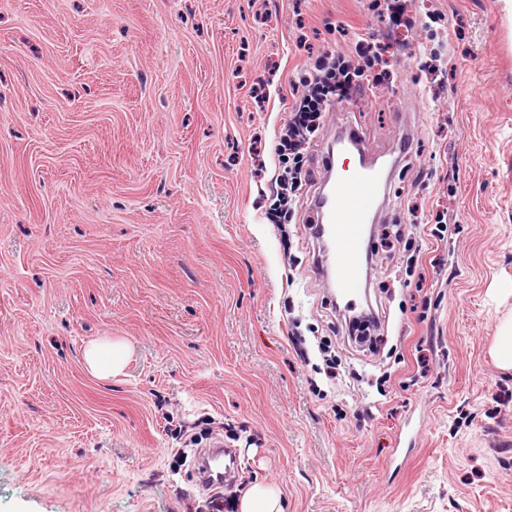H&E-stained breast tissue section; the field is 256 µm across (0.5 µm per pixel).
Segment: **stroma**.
I'll return each mask as SVG.
<instances>
[{"label": "stroma", "instance_id": "1", "mask_svg": "<svg viewBox=\"0 0 512 512\" xmlns=\"http://www.w3.org/2000/svg\"><path fill=\"white\" fill-rule=\"evenodd\" d=\"M367 6L0 0V512H188L209 492L187 452L215 437L287 512H512V405L495 399L512 369L492 353L512 318L504 0H419L435 32L400 31L392 86L330 106L304 149L314 182L268 218L298 38L375 28ZM434 37L447 86L430 95ZM341 129L398 158L372 237L375 347L315 271L311 199ZM448 210L420 286L381 239ZM105 336L132 346L108 381L84 364Z\"/></svg>", "mask_w": 512, "mask_h": 512}]
</instances>
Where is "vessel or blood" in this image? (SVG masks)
Listing matches in <instances>:
<instances>
[{
    "label": "vessel or blood",
    "mask_w": 512,
    "mask_h": 512,
    "mask_svg": "<svg viewBox=\"0 0 512 512\" xmlns=\"http://www.w3.org/2000/svg\"><path fill=\"white\" fill-rule=\"evenodd\" d=\"M324 167L328 182L313 204L318 232L328 242L329 261L323 276L338 297L353 307L367 295V227L376 221L388 177L382 169L361 161L336 166L331 154L326 155ZM239 466L237 454L219 440L200 454L199 467L215 487L231 480Z\"/></svg>",
    "instance_id": "vessel-or-blood-1"
}]
</instances>
